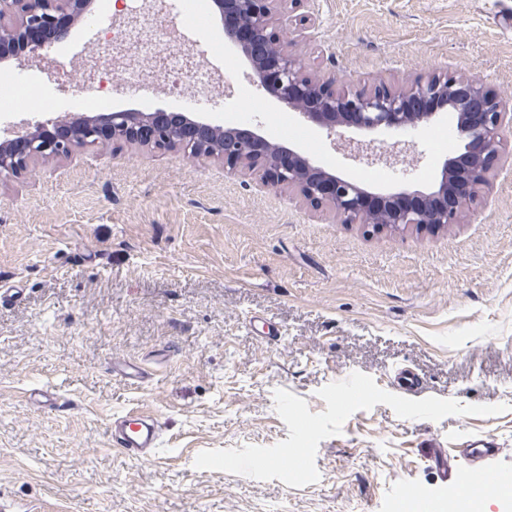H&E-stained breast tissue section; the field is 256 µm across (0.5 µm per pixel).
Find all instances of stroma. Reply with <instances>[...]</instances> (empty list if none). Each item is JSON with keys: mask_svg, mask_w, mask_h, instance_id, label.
I'll return each instance as SVG.
<instances>
[{"mask_svg": "<svg viewBox=\"0 0 512 512\" xmlns=\"http://www.w3.org/2000/svg\"><path fill=\"white\" fill-rule=\"evenodd\" d=\"M194 52L232 75L236 91L203 101L215 123L260 100L268 139L294 143L328 168L364 179L333 140L300 122L253 81L223 42L211 0H196ZM326 67L355 86L432 67L481 79L512 106V0H308ZM54 50L65 67L46 87L32 65L0 71V95L22 91L34 112L0 120V141L25 121L84 113L83 64L104 48L89 14ZM437 125L413 139L410 164L374 187L425 188L459 142ZM0 500L13 512H403L424 500L450 512L458 490L437 481L425 450L491 438L494 471L512 472V160L501 164L465 223L431 236H366L212 158L147 148L80 147L0 182ZM283 339L263 343L251 317ZM152 377L113 376V357ZM420 398L505 405L494 416L353 413L320 442L318 482L290 487L199 470L207 449L288 439L274 393L325 411L318 392L360 372L393 391L402 368ZM37 389L68 407L33 404ZM158 416L153 458L110 444L114 415Z\"/></svg>", "mask_w": 512, "mask_h": 512, "instance_id": "1", "label": "stroma"}]
</instances>
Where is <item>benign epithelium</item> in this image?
Masks as SVG:
<instances>
[{
	"label": "benign epithelium",
	"mask_w": 512,
	"mask_h": 512,
	"mask_svg": "<svg viewBox=\"0 0 512 512\" xmlns=\"http://www.w3.org/2000/svg\"><path fill=\"white\" fill-rule=\"evenodd\" d=\"M299 0H212L219 16L232 12L236 23L222 27L224 46L240 52L256 81L289 111L316 125L362 164L405 160L371 139L345 132L409 133L451 119L462 141L460 152L444 160L428 191L401 186L377 191L360 180L329 170L302 149L273 144L257 127L224 126V147L203 151L217 126L187 112L106 110L91 118H51L26 123L0 142V181L18 178L38 160L68 156L77 145L112 142L180 151L224 162V173L247 170L313 209L328 208L339 224H356L369 236L410 229L435 234L460 223L464 209L490 188L512 130V108L495 89L474 77L431 69L399 82L378 78L356 89L333 71L313 73L293 51V34L312 39L316 17L296 14ZM88 0H0V69L12 62L37 64L40 53L68 36Z\"/></svg>",
	"instance_id": "1"
}]
</instances>
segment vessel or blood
I'll return each mask as SVG.
<instances>
[{
  "label": "vessel or blood",
  "instance_id": "b4317fda",
  "mask_svg": "<svg viewBox=\"0 0 512 512\" xmlns=\"http://www.w3.org/2000/svg\"><path fill=\"white\" fill-rule=\"evenodd\" d=\"M112 372L128 383L138 384L148 378V371L141 363L118 357L112 361ZM160 425L156 417L148 413L125 414L112 421L110 440L114 448L135 458L151 457L160 441ZM497 454L494 442L463 444L458 452L446 448H432L427 458L437 478L445 484L465 487L467 496H483L497 492L500 484L507 481V474L488 475L486 466ZM468 462L471 471L462 475L461 462Z\"/></svg>",
  "mask_w": 512,
  "mask_h": 512
}]
</instances>
